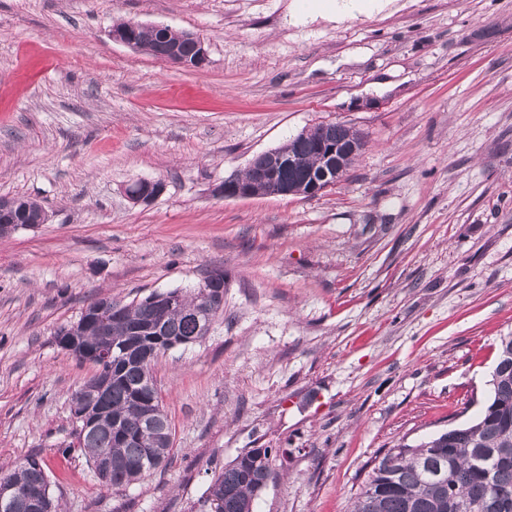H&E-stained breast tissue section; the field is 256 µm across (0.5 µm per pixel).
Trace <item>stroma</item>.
Listing matches in <instances>:
<instances>
[{
    "instance_id": "1",
    "label": "stroma",
    "mask_w": 512,
    "mask_h": 512,
    "mask_svg": "<svg viewBox=\"0 0 512 512\" xmlns=\"http://www.w3.org/2000/svg\"><path fill=\"white\" fill-rule=\"evenodd\" d=\"M188 31L208 62L112 41ZM366 147L312 197H215L321 122ZM159 179L148 206L125 188ZM47 224L0 238V464L39 456L63 512H200L275 448L255 512H351L401 441L472 420L512 335V0H0V197ZM224 273V316L153 376L169 464L122 489L73 450L95 367L57 342L98 297ZM141 25L142 24L138 22L127 21L126 26L121 29L112 28L110 36L113 41L123 44L131 49L136 48V40V43L138 44V51H143L155 57H159L165 51L167 43H179L182 52L186 56H194L196 47L195 40L190 37L184 38L186 35L194 37V34L171 30L169 32L167 42H162L159 39L158 34L152 28ZM133 32H136L134 33V37ZM196 41L198 53L192 62L183 57L176 48H170L165 51L160 59L172 65L202 67L208 62V54L205 49L204 42L201 39H196ZM20 200V208L22 209V213L25 214L26 220L25 222L32 223V224H23L22 222L17 223L18 228H37L40 226V224H46L48 221V215L45 216V218L42 220L40 224H36L40 221L42 211L44 209L34 200L27 199L25 197L19 198ZM45 212V211H44ZM46 213V212H45ZM16 229L9 228L8 232L5 234L8 235L11 232L15 231Z\"/></svg>"
}]
</instances>
